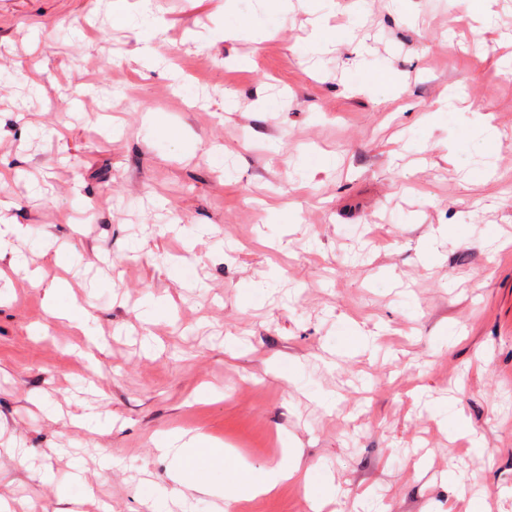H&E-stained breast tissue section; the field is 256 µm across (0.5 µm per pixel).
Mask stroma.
<instances>
[{"label": "stroma", "instance_id": "35a3bbf8", "mask_svg": "<svg viewBox=\"0 0 512 512\" xmlns=\"http://www.w3.org/2000/svg\"><path fill=\"white\" fill-rule=\"evenodd\" d=\"M99 3L0 0V219L29 229L0 254V495L148 512L131 479L167 484L154 438L182 429L250 465L289 446L327 462L323 512L366 491L389 512H467L451 469L512 512V0H290L278 29L270 0H165L155 49L178 51L155 68L136 0L104 23ZM325 27L342 41L319 54ZM21 260L71 282L97 368ZM149 298L164 309L146 325ZM82 377L113 422L71 424ZM450 400L481 447L433 418ZM237 512L311 509L291 482Z\"/></svg>", "mask_w": 512, "mask_h": 512}]
</instances>
